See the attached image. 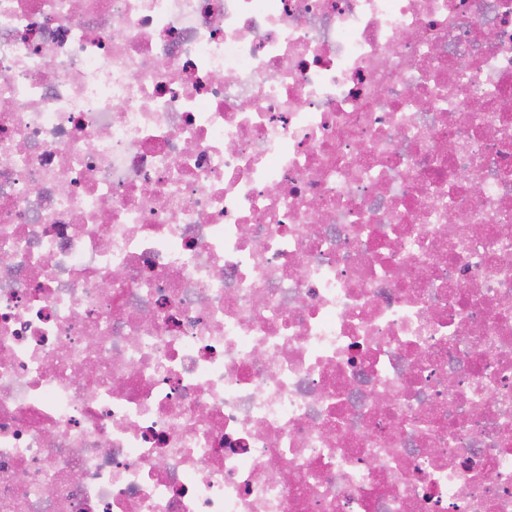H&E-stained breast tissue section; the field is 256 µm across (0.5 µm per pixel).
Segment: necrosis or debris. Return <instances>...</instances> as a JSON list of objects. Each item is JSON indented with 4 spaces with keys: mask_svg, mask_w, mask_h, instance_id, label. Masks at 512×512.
I'll return each mask as SVG.
<instances>
[{
    "mask_svg": "<svg viewBox=\"0 0 512 512\" xmlns=\"http://www.w3.org/2000/svg\"><path fill=\"white\" fill-rule=\"evenodd\" d=\"M0 512H512V0H0Z\"/></svg>",
    "mask_w": 512,
    "mask_h": 512,
    "instance_id": "obj_1",
    "label": "necrosis or debris"
}]
</instances>
